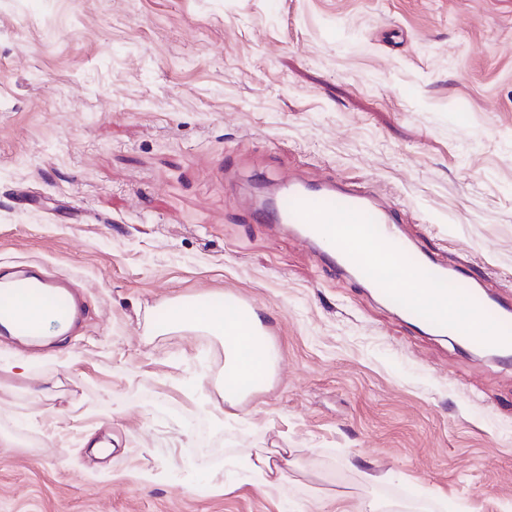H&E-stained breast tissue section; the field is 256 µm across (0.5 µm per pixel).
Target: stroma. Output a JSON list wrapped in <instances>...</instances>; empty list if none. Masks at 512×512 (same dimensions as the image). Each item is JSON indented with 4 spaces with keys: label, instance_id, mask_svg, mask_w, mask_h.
I'll return each mask as SVG.
<instances>
[{
    "label": "stroma",
    "instance_id": "1",
    "mask_svg": "<svg viewBox=\"0 0 512 512\" xmlns=\"http://www.w3.org/2000/svg\"><path fill=\"white\" fill-rule=\"evenodd\" d=\"M370 187L490 289L512 279V0H0V273L68 274L65 343L0 336V512L512 506V365L417 333L284 228L256 178ZM277 356L224 420L186 298ZM289 448L264 492L231 458Z\"/></svg>",
    "mask_w": 512,
    "mask_h": 512
}]
</instances>
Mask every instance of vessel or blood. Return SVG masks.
I'll return each instance as SVG.
<instances>
[{
	"label": "vessel or blood",
	"mask_w": 512,
	"mask_h": 512,
	"mask_svg": "<svg viewBox=\"0 0 512 512\" xmlns=\"http://www.w3.org/2000/svg\"><path fill=\"white\" fill-rule=\"evenodd\" d=\"M247 212L253 221L289 228L323 266L373 289L416 328L465 341L478 339L500 362L512 363V299L482 290L465 265L447 263L419 245H407L395 210L372 189L329 178L286 175L270 200H257ZM340 224L362 225L356 246L337 245ZM409 273L419 279L422 294L413 296L401 288ZM448 284L454 286V293L441 296L438 308H431L428 295ZM460 306L472 313L474 326L465 327L457 319ZM76 313V300L61 282L30 275L0 288V334L6 336H41L47 325L71 324Z\"/></svg>",
	"instance_id": "obj_1"
}]
</instances>
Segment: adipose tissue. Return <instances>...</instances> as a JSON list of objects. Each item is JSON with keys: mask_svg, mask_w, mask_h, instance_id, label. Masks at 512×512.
<instances>
[{"mask_svg": "<svg viewBox=\"0 0 512 512\" xmlns=\"http://www.w3.org/2000/svg\"><path fill=\"white\" fill-rule=\"evenodd\" d=\"M162 332L204 330L218 336L224 346V376L221 391L227 407H238L242 399L264 388L275 368L276 355L267 342L257 314L246 305L231 310L216 309L209 297L201 296L174 306ZM235 465L255 479L260 488H277L286 477L283 466L262 451L238 457Z\"/></svg>", "mask_w": 512, "mask_h": 512, "instance_id": "1", "label": "adipose tissue"}]
</instances>
